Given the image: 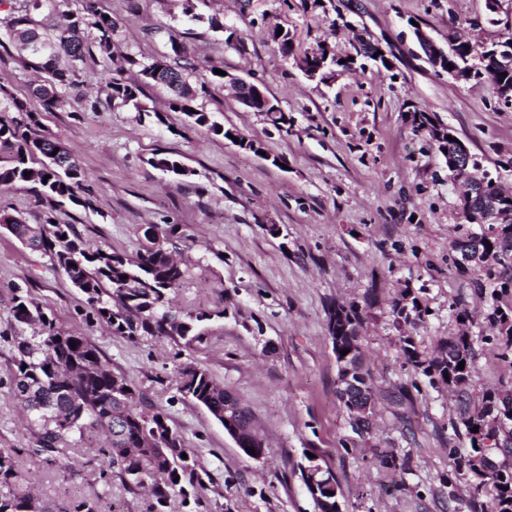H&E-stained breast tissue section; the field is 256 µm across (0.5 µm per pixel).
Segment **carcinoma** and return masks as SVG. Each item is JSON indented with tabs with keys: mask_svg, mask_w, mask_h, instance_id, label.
Listing matches in <instances>:
<instances>
[{
	"mask_svg": "<svg viewBox=\"0 0 512 512\" xmlns=\"http://www.w3.org/2000/svg\"><path fill=\"white\" fill-rule=\"evenodd\" d=\"M6 2L7 15L0 19L5 27L4 36L27 51V67L43 73L41 83L32 86L31 91L43 106H53L62 94L75 87L74 73L86 58L97 55L105 63L100 81L107 89L108 102L127 105L137 99L141 84L130 80V74L139 66L143 78L170 91L173 110L187 113L196 125L207 126L217 134L227 137L232 133L210 123L209 113L193 108L195 92L189 77L198 73L200 65L184 50L178 48L173 58L142 65L130 54H114L117 24L98 12L93 0H84L80 9L66 11L67 24L49 31L40 29L37 16L68 0ZM482 51L481 47L459 49L450 56L449 64L464 67L479 58ZM36 126L34 111L13 97L0 81V186L33 182L50 202L67 199L90 207V199L77 194L86 181L84 171L59 142L38 134ZM41 157V167H33L32 163ZM26 172L30 176H24ZM0 228L29 249L43 252L61 268L85 296L89 308L86 319L108 328L112 334L129 341L155 334L177 336L189 343L200 339L197 323L206 319L205 313L182 319L168 310L169 293L179 286L184 273L160 245L159 238H168L174 229L149 225L144 236L150 246L132 260L101 248H86L75 225L56 224L51 216L32 226L0 211ZM478 245L482 252V264L477 267L480 276L501 288L512 285V227L481 237ZM11 311L15 322L38 327L36 335L15 340L16 372L10 380L15 399L30 417L29 425L37 428V447L32 452L50 457L67 436L81 437L102 430L106 437L98 452L108 459V468L99 471L101 481L110 482L116 473L131 488L151 485L155 501L149 512H164L168 489L188 496L201 482L198 460L189 449L183 447L177 452L169 444L166 433L171 427L166 415L151 405L137 409L133 387L112 374L89 339L77 330L57 327L29 295H15ZM488 319L499 327L505 344L511 346L512 325L504 326L508 314L495 308ZM329 320L349 326L350 362L357 364L362 380L370 381L368 372L360 365V329L364 318L359 306H336ZM72 342L76 347L70 346ZM403 343L407 360L423 375L460 390L470 382L474 367L469 337L448 339L431 358L417 351L411 337H403ZM461 362L462 370L458 369ZM180 391L224 422V387L206 370L193 368L190 378L182 380ZM495 402L496 396L489 395L478 413L465 417L472 453L467 455L464 466L473 470V459L483 452L494 459V472L488 476L480 474L478 478L492 482L493 512H512V463L507 462L512 457V417L496 424L485 436L473 431L476 426L489 424ZM301 477L311 497L323 499V512H335L336 495L332 491L337 480L330 469L303 471ZM26 482L12 455L0 451V512H97L87 500L57 510L36 498L30 487L24 486Z\"/></svg>",
	"mask_w": 512,
	"mask_h": 512,
	"instance_id": "obj_1",
	"label": "carcinoma"
}]
</instances>
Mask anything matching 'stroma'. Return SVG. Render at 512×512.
Segmentation results:
<instances>
[{
	"label": "stroma",
	"instance_id": "obj_1",
	"mask_svg": "<svg viewBox=\"0 0 512 512\" xmlns=\"http://www.w3.org/2000/svg\"><path fill=\"white\" fill-rule=\"evenodd\" d=\"M120 28V52L143 62L185 46L199 61L265 88L287 122L241 105L232 89L206 87L195 107L248 140L255 154L171 111L168 94L143 86L134 105L73 101L43 108L29 93L32 72L18 52L0 65L8 90L38 112L40 134L62 141L84 170L92 205L53 208L35 184L0 191V209L38 224L46 212L76 225L88 248L136 257L148 225L174 226L166 242L184 272L170 293L180 316L199 312L201 338L136 341L86 322V303L65 273L0 229V448L15 459L34 491L56 507L91 499L98 512H147L150 497L107 465L93 432L69 437L54 461L32 455L9 380L12 343L32 330L10 307L22 291L43 303L58 327L78 329L114 375L162 410L196 456L201 485L190 497L170 492L166 512H316L299 466L308 452L335 475L344 512H491L492 484L449 449L468 452L462 409L487 392L512 391V347L485 314H512V288L481 285L460 269L453 249L462 234L448 161L410 114L423 110L447 125L482 170L512 187V105L485 81L459 82L417 53L413 25L440 44L460 33L480 45L512 37V0H203V22H186L182 0H96ZM218 28H211L210 20ZM288 30L290 54L270 38ZM383 49L379 63L358 55L359 39ZM326 46L344 59L333 78L308 80L298 57ZM170 155L190 170L177 179L150 160ZM426 310L416 326L396 327L392 304L403 291ZM364 312L361 347L376 388L370 431L358 437L338 396L328 338L335 305ZM467 313L459 321L458 313ZM467 334L474 373L465 396L428 378L406 360L401 335L424 356L439 342ZM206 369L254 416L266 442L257 460L242 454L210 413L178 390L179 371Z\"/></svg>",
	"mask_w": 512,
	"mask_h": 512
}]
</instances>
